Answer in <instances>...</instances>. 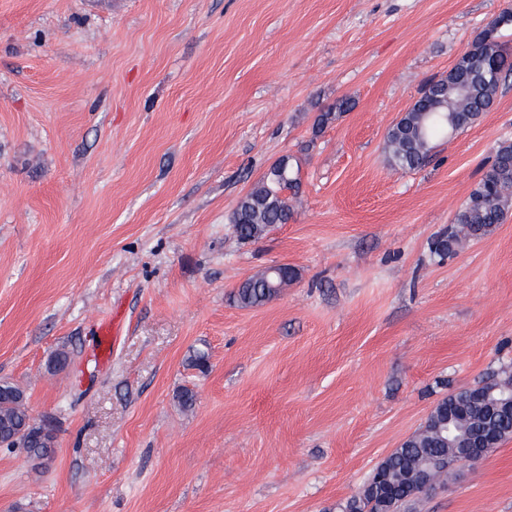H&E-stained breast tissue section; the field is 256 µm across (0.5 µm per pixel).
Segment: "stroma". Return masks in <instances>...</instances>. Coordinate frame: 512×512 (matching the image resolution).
I'll return each mask as SVG.
<instances>
[{
	"label": "stroma",
	"instance_id": "obj_1",
	"mask_svg": "<svg viewBox=\"0 0 512 512\" xmlns=\"http://www.w3.org/2000/svg\"><path fill=\"white\" fill-rule=\"evenodd\" d=\"M510 5L0 0V381L56 439L38 470L0 448V512H336L438 399L512 367V210L430 251L512 141V78L424 169L385 153ZM285 155L291 219L241 240ZM272 263L297 279L237 307ZM416 510L512 512V439ZM271 278L265 272H258L241 282L233 294L234 302L243 308L260 307L278 297V286L269 288Z\"/></svg>",
	"mask_w": 512,
	"mask_h": 512
}]
</instances>
